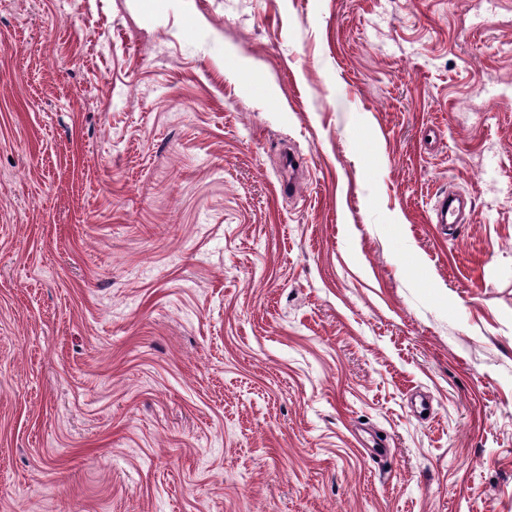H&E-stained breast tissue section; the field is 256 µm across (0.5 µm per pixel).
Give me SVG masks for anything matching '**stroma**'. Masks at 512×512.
<instances>
[{"label": "stroma", "instance_id": "1", "mask_svg": "<svg viewBox=\"0 0 512 512\" xmlns=\"http://www.w3.org/2000/svg\"><path fill=\"white\" fill-rule=\"evenodd\" d=\"M0 512H512V8L0 0ZM457 202V204H456ZM436 224H464V201L454 192L439 196L435 205Z\"/></svg>", "mask_w": 512, "mask_h": 512}]
</instances>
